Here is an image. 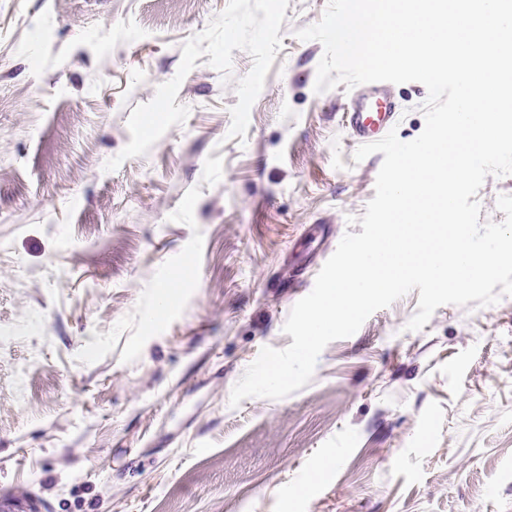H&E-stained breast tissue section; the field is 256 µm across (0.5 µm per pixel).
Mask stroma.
<instances>
[{"instance_id": "obj_1", "label": "stroma", "mask_w": 512, "mask_h": 512, "mask_svg": "<svg viewBox=\"0 0 512 512\" xmlns=\"http://www.w3.org/2000/svg\"><path fill=\"white\" fill-rule=\"evenodd\" d=\"M328 0H0V494L38 512H512V296L410 292L229 400L348 225ZM400 140L418 82L382 83Z\"/></svg>"}]
</instances>
